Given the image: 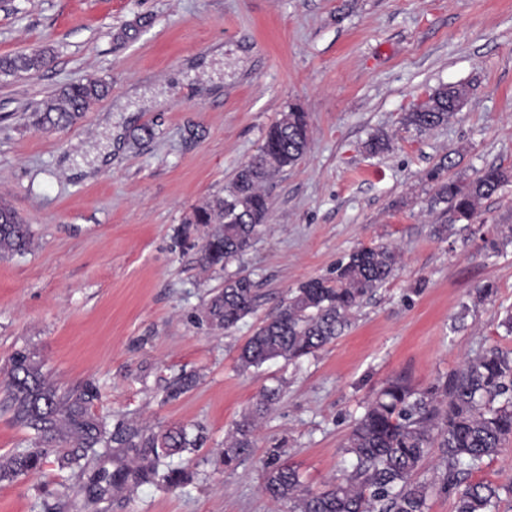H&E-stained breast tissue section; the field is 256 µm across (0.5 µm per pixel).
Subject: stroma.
<instances>
[{
  "label": "stroma",
  "instance_id": "1",
  "mask_svg": "<svg viewBox=\"0 0 512 512\" xmlns=\"http://www.w3.org/2000/svg\"><path fill=\"white\" fill-rule=\"evenodd\" d=\"M49 50L36 73L0 76V199L31 227L24 254L0 257V380L28 350L59 390L86 383L110 430L178 424L198 447L174 457L192 476L89 498V475L49 456L40 473L0 482V512H288L263 491L271 458L304 485L349 470L347 435L383 383L418 389L498 344L512 309V183L472 221L434 203L430 175L467 182L512 170V0H8L0 56ZM100 79L109 96L76 125L46 130L33 110L63 85ZM469 90L448 124L400 118L442 85ZM311 141L265 190L269 221L253 248L202 271L209 229L196 209L229 190L291 107ZM150 126L153 137L134 140ZM390 149L366 152L375 132ZM448 227L438 239L434 227ZM390 243L395 275L364 298L344 336L316 354L241 369L239 347L276 304L328 277L354 249ZM250 274L260 299L228 330L203 319L227 275ZM493 284L480 302L475 290ZM184 375L195 386L176 398ZM280 397L251 455L224 465L225 440L263 388ZM439 449L425 460L427 512H455ZM472 480L512 512V441Z\"/></svg>",
  "mask_w": 512,
  "mask_h": 512
}]
</instances>
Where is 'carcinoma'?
<instances>
[{
	"mask_svg": "<svg viewBox=\"0 0 512 512\" xmlns=\"http://www.w3.org/2000/svg\"><path fill=\"white\" fill-rule=\"evenodd\" d=\"M49 61L45 50L0 56V75L38 72ZM108 93L109 85L100 80L64 85L34 109L36 123L45 129L73 125ZM465 95L461 85L440 86L423 109L404 113L401 123L420 132L443 125ZM308 141L305 113L290 109L269 127L259 153L240 166L227 195L195 210L194 223L215 225L201 247V267H224L252 247L270 216L266 183L295 166L306 153ZM366 147L374 154L387 151L388 134L371 135ZM430 179L435 201L448 204L458 219L469 222L482 200L512 182V171L489 166L463 183L445 179L437 170ZM31 245L30 226L0 201V256L22 254ZM398 263L395 246L373 244L340 260L333 277L303 282L241 346L239 367H258L277 358L297 360L333 343L350 327L363 299L392 278ZM257 300L254 280L235 273L208 299L206 317L213 325L229 329L255 311ZM4 387L13 420L34 431L35 438L30 447L0 462V481L41 471L52 452L63 467L75 465L82 473L93 470V486L118 489L158 475L171 485L188 480L179 467L163 474L158 471L161 459L196 446L184 427L171 426L147 436L137 431L113 436L91 411L99 396L96 387L85 384L60 392L47 381L42 364L22 351L12 356ZM279 395L277 388L262 390L230 436L225 465L251 455L257 419ZM511 438L512 349L493 346L466 361L444 382L423 391L401 379L386 382L347 437L351 470L336 483L318 491L306 488L292 466L274 460L265 468L263 489L273 501L288 504V512H426L428 487L418 474L431 449L437 447L446 467V486L455 496V512H494L497 489L461 476L480 468ZM113 441L135 454V465L111 472L101 466L98 449H109Z\"/></svg>",
	"mask_w": 512,
	"mask_h": 512,
	"instance_id": "1",
	"label": "carcinoma"
}]
</instances>
